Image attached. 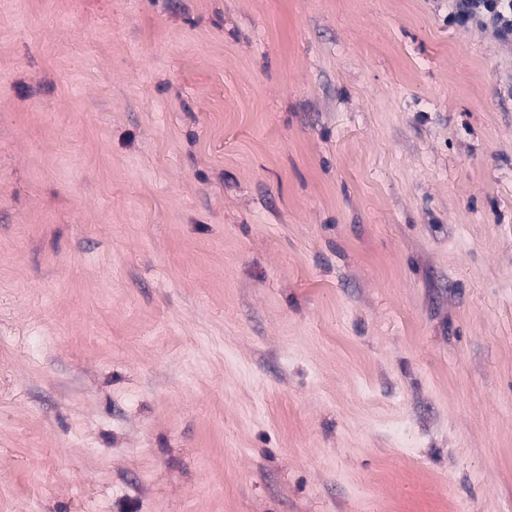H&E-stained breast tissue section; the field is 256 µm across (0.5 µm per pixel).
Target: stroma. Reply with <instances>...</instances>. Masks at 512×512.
Returning <instances> with one entry per match:
<instances>
[{
  "label": "stroma",
  "mask_w": 512,
  "mask_h": 512,
  "mask_svg": "<svg viewBox=\"0 0 512 512\" xmlns=\"http://www.w3.org/2000/svg\"><path fill=\"white\" fill-rule=\"evenodd\" d=\"M451 0H0V512H512V41Z\"/></svg>",
  "instance_id": "1"
}]
</instances>
